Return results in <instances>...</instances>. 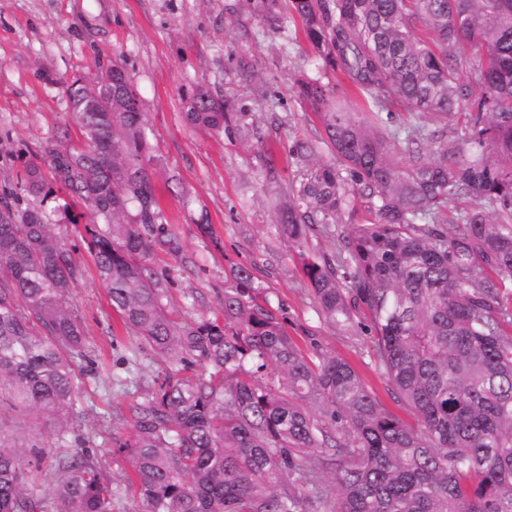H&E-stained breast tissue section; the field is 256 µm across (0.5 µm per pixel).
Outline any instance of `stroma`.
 Instances as JSON below:
<instances>
[{"label":"stroma","mask_w":512,"mask_h":512,"mask_svg":"<svg viewBox=\"0 0 512 512\" xmlns=\"http://www.w3.org/2000/svg\"><path fill=\"white\" fill-rule=\"evenodd\" d=\"M100 53L125 62L140 93L150 152L164 163L154 185L181 252L155 250L149 265L168 314L182 325L219 316L231 268L249 267L306 354L336 353L389 412L407 418L376 367L367 329L324 321L302 272L305 257L338 255L341 234L366 216V199L353 201L335 223L309 229L298 244L275 224V208L297 177L289 155L295 142L318 144L320 160L332 158L317 117L297 94L298 79L314 74L315 64L294 23L271 31L241 0H0V197L41 142L64 129L78 142L61 82L85 73ZM242 57L255 66L253 80L236 71ZM199 84L242 112L239 125L216 135L186 122L181 95ZM172 173L178 184L167 182ZM24 203L42 208L80 268L71 304L85 350L66 422L14 407L0 393V444L20 450L45 512H54V460L73 455L90 457L112 481L113 512H143L127 486L129 463L114 447L132 433L130 405L157 388L168 364L113 310L83 224L69 223L54 200ZM203 224L210 235L201 234ZM184 255L190 267H183Z\"/></svg>","instance_id":"stroma-1"}]
</instances>
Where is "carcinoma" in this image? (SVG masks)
Masks as SVG:
<instances>
[{
    "label": "carcinoma",
    "instance_id": "cac0c4a2",
    "mask_svg": "<svg viewBox=\"0 0 512 512\" xmlns=\"http://www.w3.org/2000/svg\"><path fill=\"white\" fill-rule=\"evenodd\" d=\"M278 31L297 22L318 62L298 82L333 161L305 164L278 207L297 241L333 224L350 198L370 217L344 257L303 263L319 314L372 335L376 365L411 425L387 411L346 360L306 355L252 271L224 287L222 317L174 323L145 261L172 243L147 155L140 96L124 64L95 58L62 82L84 143L68 132L23 163L21 194L88 203L84 225L103 287L126 328L171 365L131 408L115 452L144 512H512V0H244ZM482 48L479 61L459 55ZM361 108L336 93V75ZM112 111L87 112V91ZM186 120L220 134L241 120L204 85L183 94ZM465 111L469 151L438 143ZM467 207L448 215V205ZM79 268L47 216L0 200V386L63 422L84 336L70 300ZM200 362L207 376L182 372ZM316 404L315 415L308 405ZM57 512H112V482L84 456L56 460ZM332 474V484L325 474ZM21 455L0 446V512H35Z\"/></svg>",
    "mask_w": 512,
    "mask_h": 512
}]
</instances>
